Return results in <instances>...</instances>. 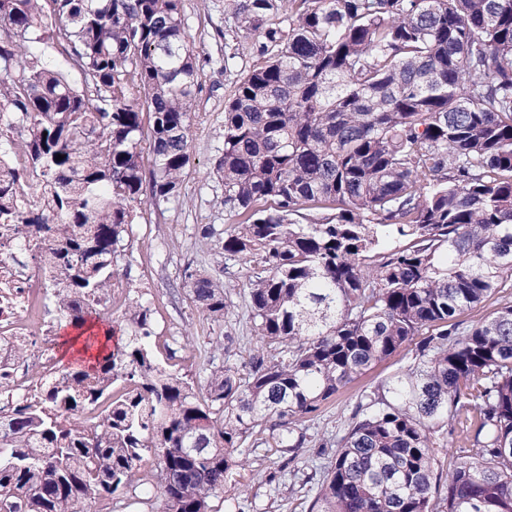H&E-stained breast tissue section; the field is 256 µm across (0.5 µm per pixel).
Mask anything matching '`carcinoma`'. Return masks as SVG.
<instances>
[{"instance_id": "1", "label": "carcinoma", "mask_w": 512, "mask_h": 512, "mask_svg": "<svg viewBox=\"0 0 512 512\" xmlns=\"http://www.w3.org/2000/svg\"><path fill=\"white\" fill-rule=\"evenodd\" d=\"M43 2L0 0V162L21 156L0 170V224L39 242L45 299L80 329L136 208L180 194L199 49L182 0ZM224 17L216 172L237 220L218 246L247 269L250 373L218 340L195 392L132 300L123 346L0 406V512H90L149 483L147 455L159 512H211L230 466L270 442L295 460L300 423L411 345L407 372L321 439L309 512H512V304L459 321L512 281V0H224ZM35 44L63 47L82 84ZM182 288L224 322L230 285Z\"/></svg>"}]
</instances>
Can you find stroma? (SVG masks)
<instances>
[{
	"instance_id": "stroma-1",
	"label": "stroma",
	"mask_w": 512,
	"mask_h": 512,
	"mask_svg": "<svg viewBox=\"0 0 512 512\" xmlns=\"http://www.w3.org/2000/svg\"><path fill=\"white\" fill-rule=\"evenodd\" d=\"M187 33L200 48L198 93L190 135L191 163L179 199L138 210L133 244L117 267L112 310L103 323L125 329L131 299L140 298L151 309L153 350L159 361L190 385L203 382L216 337L224 339V359L240 374L249 371V358L260 342L244 295L246 271L226 260L216 240L201 238L206 224L229 229L235 222L220 204L224 192L213 170L222 148L224 125V0H183ZM213 273L231 283L232 308L223 324L206 320L180 287L185 272ZM413 362L403 349L341 389L314 421L308 422L314 443L287 462L275 448L260 446L246 466L230 469L225 481L238 495L243 512H308L312 495L302 463L319 459L316 440L348 428L360 399L381 389Z\"/></svg>"
}]
</instances>
